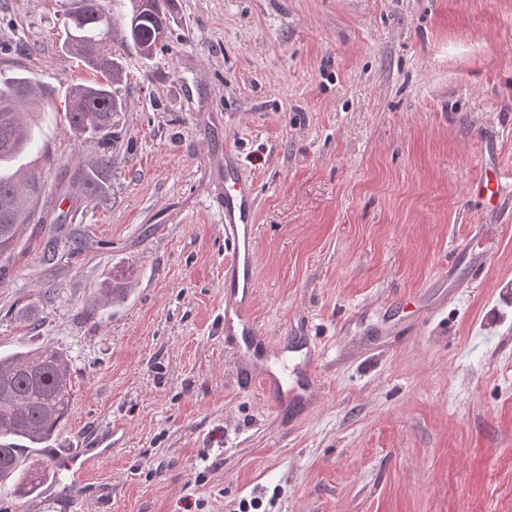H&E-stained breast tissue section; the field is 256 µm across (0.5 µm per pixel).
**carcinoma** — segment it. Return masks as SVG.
I'll return each instance as SVG.
<instances>
[{"label":"carcinoma","mask_w":512,"mask_h":512,"mask_svg":"<svg viewBox=\"0 0 512 512\" xmlns=\"http://www.w3.org/2000/svg\"><path fill=\"white\" fill-rule=\"evenodd\" d=\"M130 0L127 40L140 54L150 57L165 46L170 18L163 0H152L151 8L137 10ZM80 8L68 13L64 44L98 74L89 84L69 89L66 118L80 143L95 142L102 152L82 163L81 183L89 199L101 197L112 171V143L119 139L123 100L112 90L122 79L120 57L112 51V15L102 0H76ZM44 97L43 85L17 73L0 82V260L9 261L31 224L45 223L40 203L48 195L43 172L23 165L37 146L39 131L27 119L32 105ZM128 277L121 275L97 289L82 313L94 317L101 309L123 300ZM72 368L68 354L51 345L35 350L0 353V483L14 482L16 494H36L55 469L46 462L25 470V451L49 442L72 409Z\"/></svg>","instance_id":"1"}]
</instances>
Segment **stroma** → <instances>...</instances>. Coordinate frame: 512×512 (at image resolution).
<instances>
[{
    "label": "stroma",
    "mask_w": 512,
    "mask_h": 512,
    "mask_svg": "<svg viewBox=\"0 0 512 512\" xmlns=\"http://www.w3.org/2000/svg\"><path fill=\"white\" fill-rule=\"evenodd\" d=\"M112 48L127 78L110 190L76 187L64 45L70 0H0V75L46 93L38 165L62 224L0 272V351L52 344L73 408L49 448L117 431L69 492L0 485V512H512V0H167L164 49ZM256 196L253 316L316 346L310 404H278L224 339V188ZM493 250L473 276V250ZM124 302L80 311L113 268Z\"/></svg>",
    "instance_id": "obj_1"
}]
</instances>
